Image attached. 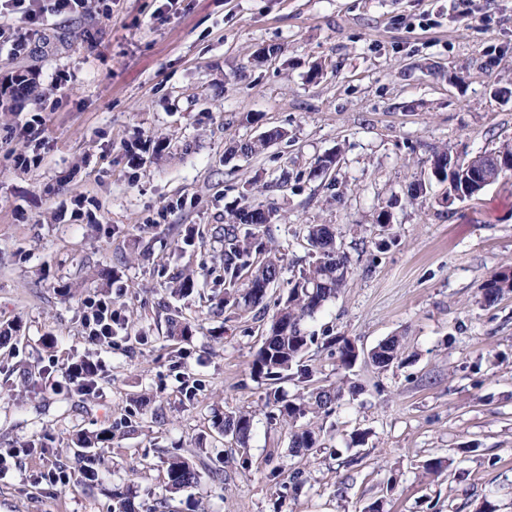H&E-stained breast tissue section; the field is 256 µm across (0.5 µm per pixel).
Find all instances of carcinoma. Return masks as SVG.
<instances>
[{"mask_svg": "<svg viewBox=\"0 0 512 512\" xmlns=\"http://www.w3.org/2000/svg\"><path fill=\"white\" fill-rule=\"evenodd\" d=\"M288 138V130L273 127L252 140L242 141L232 147V151L244 156L262 153L271 144ZM335 154L318 158L309 176H326L329 169L336 166ZM512 161V143H504L499 148L479 153L471 157L469 168L448 172L452 161L449 150L444 149L433 155L431 175L440 182L448 183V188L439 199L440 206H448V200H465L478 196L484 188L474 185L470 171L481 168L494 169L502 161ZM275 209L261 202H245L242 205L225 207L224 213V287L240 293L237 305L245 309L261 305L268 298V290L278 282L284 270V257L271 242L263 241V228L272 223ZM306 241L311 250V261L303 268L297 279L290 282L288 296L279 304L264 341L254 355L251 375L275 381L284 372L301 383L312 381L313 371L304 364L303 354L314 337L303 328L304 321L321 311L327 302L336 297L345 286L351 273V258L336 244V228L332 224L306 225ZM198 286L194 274L189 273L173 282L171 293L188 295ZM512 292V276L502 270L493 275L482 286L484 302L492 305L505 294ZM192 335L190 324L175 317L168 320V336L179 340ZM400 356V341L392 336L379 343L370 354L373 365L385 370ZM357 392V386H322L307 392L305 397L292 400L272 390L267 393V404L276 410L275 416L283 422L296 426L299 419L309 413L330 415L345 392ZM253 422L248 413H238L224 417L221 430L230 435L240 445L247 444ZM112 440L109 432L102 430L96 434L80 433L76 445L81 449L96 448ZM318 438L311 428H300L291 432V447L296 451H309L316 446ZM169 492L176 493L195 484L200 472L184 458H175L168 463Z\"/></svg>", "mask_w": 512, "mask_h": 512, "instance_id": "carcinoma-1", "label": "carcinoma"}]
</instances>
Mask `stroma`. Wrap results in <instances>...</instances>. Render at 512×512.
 Here are the masks:
<instances>
[{
	"instance_id": "stroma-1",
	"label": "stroma",
	"mask_w": 512,
	"mask_h": 512,
	"mask_svg": "<svg viewBox=\"0 0 512 512\" xmlns=\"http://www.w3.org/2000/svg\"><path fill=\"white\" fill-rule=\"evenodd\" d=\"M164 2L112 0L107 19L90 0L31 35L25 57L0 52V512H110L116 490L138 512H512V293L481 296L512 267V178L447 208L437 182L426 201L404 196L431 181L436 151L463 161L512 141V0H474L469 17L459 0ZM19 73L36 93L16 94ZM36 114L37 142L23 130ZM274 126L288 140L230 154ZM328 153L331 178L310 177ZM250 188L277 210L266 236L285 269L266 307L237 310L221 302L224 209ZM322 223L352 272L305 321L304 361L314 386L361 391L306 417L319 443L297 455L266 398L302 384L250 363L310 259L305 226ZM189 270L197 288L172 296ZM89 297L119 318L111 347L84 338ZM174 312L189 340H168ZM394 335L401 362L376 369L369 352ZM339 336L358 347L352 368ZM82 356L100 364L86 401L58 385ZM238 412L254 417L244 446L218 428ZM104 429L94 481L42 479V457L77 467L73 435ZM33 439L40 454L22 455ZM175 455L201 479L169 497ZM509 269L511 268H506L493 275L482 286L483 299L487 305L496 303L505 294L512 292V276L508 277L506 274Z\"/></svg>"
}]
</instances>
